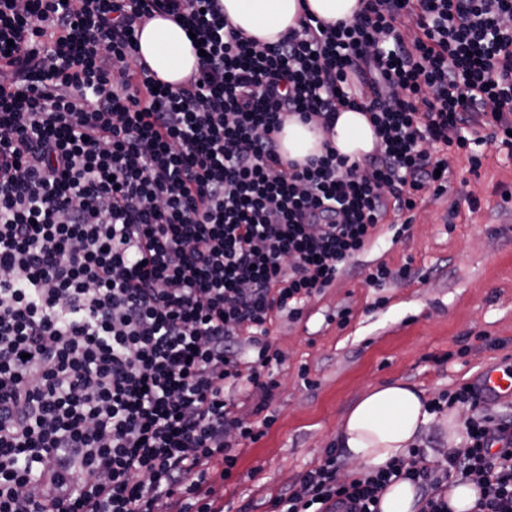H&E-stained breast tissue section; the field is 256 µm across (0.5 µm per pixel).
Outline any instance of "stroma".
Here are the masks:
<instances>
[{"label":"stroma","mask_w":512,"mask_h":512,"mask_svg":"<svg viewBox=\"0 0 512 512\" xmlns=\"http://www.w3.org/2000/svg\"><path fill=\"white\" fill-rule=\"evenodd\" d=\"M476 152L475 169L466 152L435 148L448 159L445 191L423 189L413 211L389 213L299 318L274 317L272 424L225 481L224 512H272L324 461L342 413L369 387L407 383L430 401L512 363V156L490 142ZM381 264L395 275L376 288L366 276Z\"/></svg>","instance_id":"obj_1"}]
</instances>
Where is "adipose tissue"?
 Wrapping results in <instances>:
<instances>
[{
    "instance_id": "obj_1",
    "label": "adipose tissue",
    "mask_w": 512,
    "mask_h": 512,
    "mask_svg": "<svg viewBox=\"0 0 512 512\" xmlns=\"http://www.w3.org/2000/svg\"><path fill=\"white\" fill-rule=\"evenodd\" d=\"M224 15L246 35L266 43L277 42L296 27L303 10L320 19L349 20L360 0H223ZM140 58L163 82L177 85L197 66V54L185 30L158 16L138 33ZM349 162H363L376 147L375 129L366 112L345 109L337 113L331 133L300 117L288 119L278 135L279 151L288 161L305 163L321 155L324 141ZM434 419L420 391L405 383L381 384L367 390L344 414L337 444L350 461L368 471L408 457L423 427Z\"/></svg>"
}]
</instances>
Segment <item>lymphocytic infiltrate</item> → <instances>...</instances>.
Returning a JSON list of instances; mask_svg holds the SVG:
<instances>
[{"label": "lymphocytic infiltrate", "instance_id": "1", "mask_svg": "<svg viewBox=\"0 0 512 512\" xmlns=\"http://www.w3.org/2000/svg\"><path fill=\"white\" fill-rule=\"evenodd\" d=\"M352 20L311 13L273 44L222 0H0V512H224L264 426L280 359L269 326L370 243L416 191L443 192L448 151L512 150V0H361ZM180 20L206 52L176 87L138 58L140 28ZM363 107L381 143L364 163L334 149L304 166L277 136L292 116L331 131ZM460 406L466 450L421 449L337 480L322 464L273 512H380L410 481L418 512H512V425ZM480 498L477 485L464 482L457 483L448 490V508L451 512H471Z\"/></svg>", "mask_w": 512, "mask_h": 512}]
</instances>
